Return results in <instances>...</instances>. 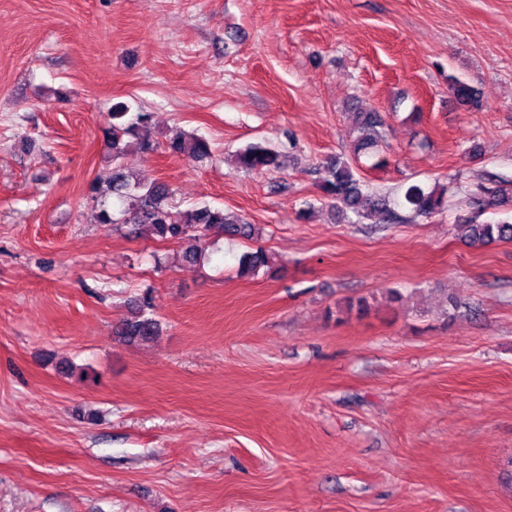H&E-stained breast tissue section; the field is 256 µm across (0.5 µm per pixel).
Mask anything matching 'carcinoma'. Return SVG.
Wrapping results in <instances>:
<instances>
[{
    "instance_id": "carcinoma-1",
    "label": "carcinoma",
    "mask_w": 512,
    "mask_h": 512,
    "mask_svg": "<svg viewBox=\"0 0 512 512\" xmlns=\"http://www.w3.org/2000/svg\"><path fill=\"white\" fill-rule=\"evenodd\" d=\"M450 88L456 100L466 107L479 106V92L469 83L458 78L450 81ZM152 119L149 112L129 115V106L117 103L108 113L112 129V178L105 185L91 187L92 198L99 202V223L101 224H149L155 235L161 239L189 241L183 253V260L195 263L202 255V240L207 228L219 224L229 237L249 238L256 233L255 226L246 224L236 214L207 205L179 210L171 205V192L167 185L155 183L142 186L125 171L122 158L132 147L145 149L149 146L142 132ZM357 136L354 154L374 158L373 166L380 167L384 159L376 153L384 139V122L381 115L373 110L356 113ZM173 153L192 159L209 155L208 143L197 137L182 133L170 139ZM235 168L248 172L274 171L281 168L282 155L265 145L250 144L238 151L234 157ZM330 178L321 185L326 199L336 213L345 217L353 213L355 223L373 213L381 216L384 224H399L405 221L403 211L415 216L430 218L448 207V186L435 183L431 186L413 183L402 194L386 195L373 191L357 178L352 164L341 156L329 159ZM117 198L121 209L113 212L108 201ZM468 204L480 213L512 203V181L500 176L487 174L471 183L467 190ZM462 238L471 246L481 247L495 241L512 240V224L509 222L477 223L469 220L458 225ZM269 258L265 251L258 249L247 252L239 258V272L242 275L257 273L268 266ZM152 307L151 294L146 292L132 303L133 313L118 329L117 335L136 340L153 336L157 323L146 317V310Z\"/></svg>"
}]
</instances>
